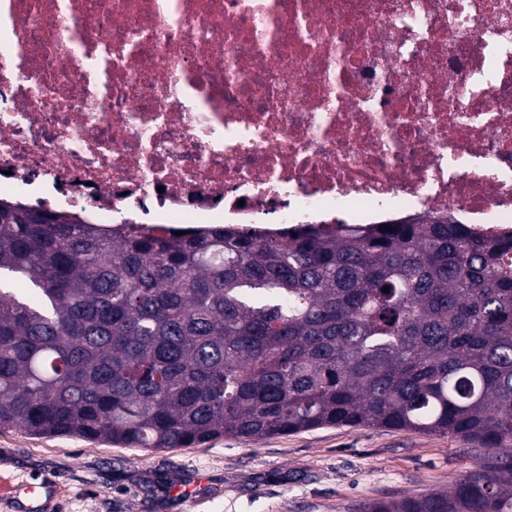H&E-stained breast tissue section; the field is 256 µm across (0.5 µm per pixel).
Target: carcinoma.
<instances>
[{
	"label": "carcinoma",
	"instance_id": "cac0c4a2",
	"mask_svg": "<svg viewBox=\"0 0 512 512\" xmlns=\"http://www.w3.org/2000/svg\"><path fill=\"white\" fill-rule=\"evenodd\" d=\"M323 426L488 450L450 491L361 512H512V234L176 235L0 198V430L158 450Z\"/></svg>",
	"mask_w": 512,
	"mask_h": 512
}]
</instances>
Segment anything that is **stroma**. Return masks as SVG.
Masks as SVG:
<instances>
[{"label": "stroma", "mask_w": 512, "mask_h": 512, "mask_svg": "<svg viewBox=\"0 0 512 512\" xmlns=\"http://www.w3.org/2000/svg\"><path fill=\"white\" fill-rule=\"evenodd\" d=\"M486 449L460 437L323 427L258 441L224 436L190 448H122L0 430V512H359L376 499L451 489ZM192 496L174 495V485Z\"/></svg>", "instance_id": "35a3bbf8"}]
</instances>
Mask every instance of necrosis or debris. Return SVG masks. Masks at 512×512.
Instances as JSON below:
<instances>
[{"label": "necrosis or debris", "mask_w": 512, "mask_h": 512, "mask_svg": "<svg viewBox=\"0 0 512 512\" xmlns=\"http://www.w3.org/2000/svg\"><path fill=\"white\" fill-rule=\"evenodd\" d=\"M0 195L511 233L512 0H0Z\"/></svg>", "instance_id": "4bbe7bcc"}]
</instances>
